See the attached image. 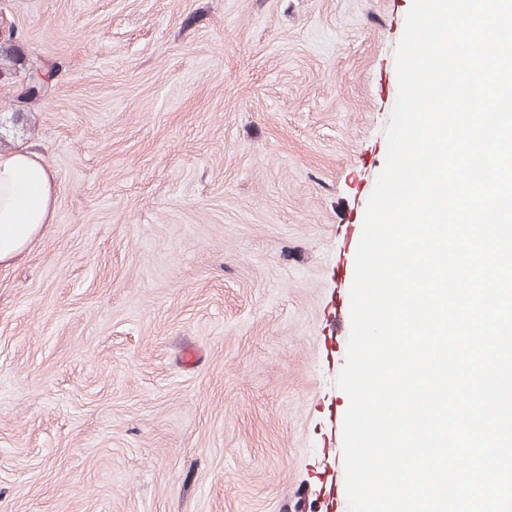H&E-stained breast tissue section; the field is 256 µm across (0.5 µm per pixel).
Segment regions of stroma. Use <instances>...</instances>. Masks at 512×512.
<instances>
[{
  "label": "stroma",
  "mask_w": 512,
  "mask_h": 512,
  "mask_svg": "<svg viewBox=\"0 0 512 512\" xmlns=\"http://www.w3.org/2000/svg\"><path fill=\"white\" fill-rule=\"evenodd\" d=\"M411 5L0 0L57 72L0 141L56 189L0 265V512H348L343 273Z\"/></svg>",
  "instance_id": "stroma-1"
}]
</instances>
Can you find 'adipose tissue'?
<instances>
[{
    "instance_id": "obj_1",
    "label": "adipose tissue",
    "mask_w": 512,
    "mask_h": 512,
    "mask_svg": "<svg viewBox=\"0 0 512 512\" xmlns=\"http://www.w3.org/2000/svg\"><path fill=\"white\" fill-rule=\"evenodd\" d=\"M54 203L52 175L34 151L21 146L0 152V264L43 235Z\"/></svg>"
}]
</instances>
